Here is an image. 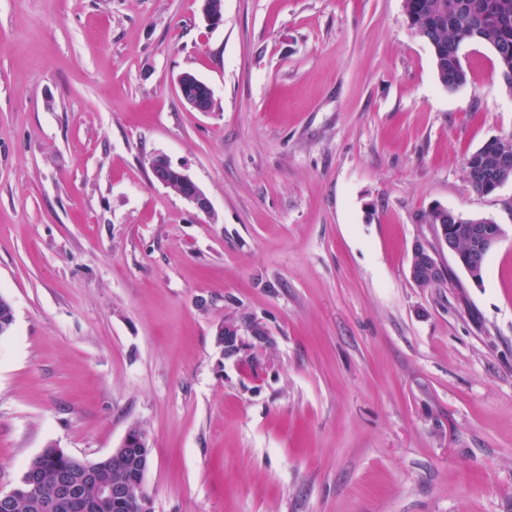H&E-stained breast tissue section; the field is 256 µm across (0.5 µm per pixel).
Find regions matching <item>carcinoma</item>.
<instances>
[{"label":"carcinoma","mask_w":512,"mask_h":512,"mask_svg":"<svg viewBox=\"0 0 512 512\" xmlns=\"http://www.w3.org/2000/svg\"><path fill=\"white\" fill-rule=\"evenodd\" d=\"M404 8L411 25L421 31L422 38L431 46L438 78L444 87L456 89L467 83L468 74L459 49L464 42H474L492 47L500 77L512 90V0H404ZM507 152L512 153V142L494 139L467 157L466 173L476 192H491L492 181L503 177L499 163ZM13 322L11 302L0 296V337L10 332ZM136 456L137 449L129 448L122 463L111 460L103 463L98 479L134 476ZM66 474V461L50 446L29 462L23 479L40 476L43 487L49 489L54 479ZM129 486V497L112 505L109 512H139L140 491L132 482ZM42 502V495L26 494L15 501L12 512H43Z\"/></svg>","instance_id":"carcinoma-1"}]
</instances>
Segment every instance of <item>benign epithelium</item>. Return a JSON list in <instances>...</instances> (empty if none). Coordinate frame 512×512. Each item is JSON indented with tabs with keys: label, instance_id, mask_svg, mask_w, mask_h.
<instances>
[{
	"label": "benign epithelium",
	"instance_id": "1",
	"mask_svg": "<svg viewBox=\"0 0 512 512\" xmlns=\"http://www.w3.org/2000/svg\"><path fill=\"white\" fill-rule=\"evenodd\" d=\"M178 92L181 98L196 112H209L213 108L214 93L209 85L193 74L187 72L177 79ZM154 180L165 188L174 191L182 199L200 211L210 210V202L201 188L184 171L174 167L164 155H156L150 162ZM433 236L448 248V253L454 257L456 264L462 268L474 281H479V275L484 272L485 260L491 249L500 242L505 232L501 225L470 224L467 218L456 215L452 224L431 225ZM464 240L468 247L464 251L457 248V243ZM444 266L436 259L434 250L424 242L416 243L412 248L409 274L414 284L423 288L428 280H435L443 271ZM264 333L261 321L253 317H224L216 327V334H224L222 344L224 358L233 359L247 352L248 338ZM149 447V437L146 430L133 425L128 428L119 445L112 449L117 453L123 448H138L136 468L139 478H144L150 467L151 457L146 452ZM74 465V471L88 478L96 469V461L67 454ZM127 486L123 480L100 488L99 496L102 503L118 501ZM81 492L79 485L71 480L59 483L53 495L44 501L47 512H78Z\"/></svg>",
	"mask_w": 512,
	"mask_h": 512
}]
</instances>
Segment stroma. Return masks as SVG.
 I'll return each instance as SVG.
<instances>
[{
  "instance_id": "35a3bbf8",
  "label": "stroma",
  "mask_w": 512,
  "mask_h": 512,
  "mask_svg": "<svg viewBox=\"0 0 512 512\" xmlns=\"http://www.w3.org/2000/svg\"><path fill=\"white\" fill-rule=\"evenodd\" d=\"M203 7L0 0V491L139 425L151 512H512V181L465 171L512 138L493 49L449 90L404 0ZM435 205L506 230L481 283L444 247L412 282ZM228 315L268 327L256 362ZM201 85L202 89L189 93V88ZM178 92L181 98L196 112H209L213 108L214 93L209 85L193 74L182 73L177 79ZM506 152L512 153V140L509 143L494 139L485 143L467 157L465 161L466 173L476 192L488 194L492 190L491 179L498 180L505 175L508 176V173H501L499 167L500 158ZM504 184V182L496 184L491 193ZM154 180L174 191L200 211L210 210V202L201 188L184 171L174 167L164 155H155L150 162ZM444 266L436 259L434 250L424 242H417L412 248L409 274L417 287L423 288L435 280ZM265 331V332H264ZM223 332V336L220 334ZM265 334L260 349L266 348L271 343L268 330H264L261 321L253 317H224L216 327V343L223 347L224 358L233 359L240 354L251 350L247 341L250 337H256L260 333ZM247 336V337H246ZM66 474H68L66 461L57 453L56 448L50 446L29 462L22 478L28 480L33 475L41 476L44 481L42 487L51 489L53 480Z\"/></svg>"
}]
</instances>
